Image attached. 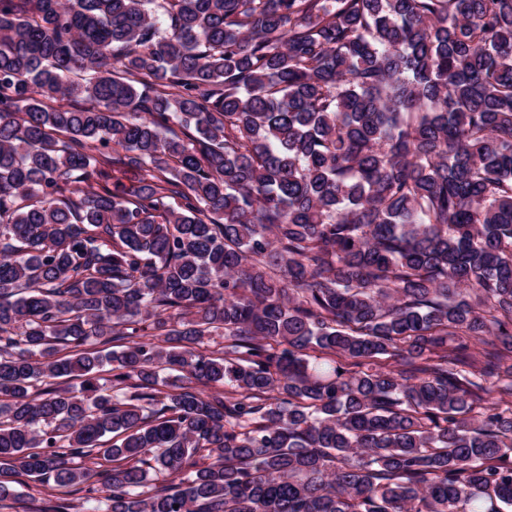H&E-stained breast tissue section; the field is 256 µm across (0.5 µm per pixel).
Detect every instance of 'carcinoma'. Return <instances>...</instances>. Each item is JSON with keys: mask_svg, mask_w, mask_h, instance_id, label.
I'll return each mask as SVG.
<instances>
[{"mask_svg": "<svg viewBox=\"0 0 512 512\" xmlns=\"http://www.w3.org/2000/svg\"><path fill=\"white\" fill-rule=\"evenodd\" d=\"M22 476L512 512V0H0V509Z\"/></svg>", "mask_w": 512, "mask_h": 512, "instance_id": "cac0c4a2", "label": "carcinoma"}]
</instances>
